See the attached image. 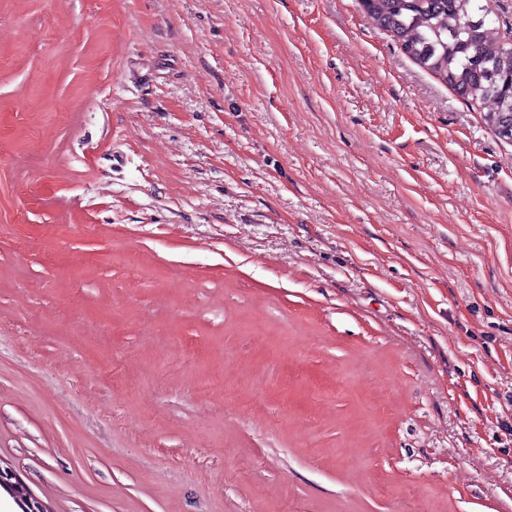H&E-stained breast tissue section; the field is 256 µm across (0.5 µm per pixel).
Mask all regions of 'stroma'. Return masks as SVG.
Segmentation results:
<instances>
[{
  "label": "stroma",
  "instance_id": "stroma-1",
  "mask_svg": "<svg viewBox=\"0 0 512 512\" xmlns=\"http://www.w3.org/2000/svg\"><path fill=\"white\" fill-rule=\"evenodd\" d=\"M360 0H0V466L48 512H512V143Z\"/></svg>",
  "mask_w": 512,
  "mask_h": 512
}]
</instances>
